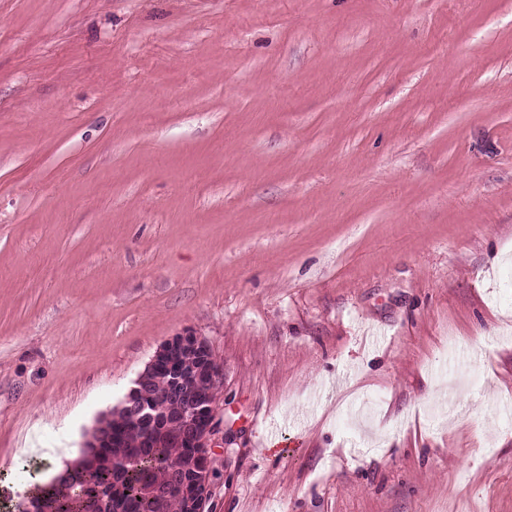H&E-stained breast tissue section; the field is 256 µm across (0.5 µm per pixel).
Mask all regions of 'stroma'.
I'll use <instances>...</instances> for the list:
<instances>
[{"label": "stroma", "instance_id": "stroma-1", "mask_svg": "<svg viewBox=\"0 0 512 512\" xmlns=\"http://www.w3.org/2000/svg\"><path fill=\"white\" fill-rule=\"evenodd\" d=\"M187 329L209 512H512V0H0V512Z\"/></svg>", "mask_w": 512, "mask_h": 512}]
</instances>
